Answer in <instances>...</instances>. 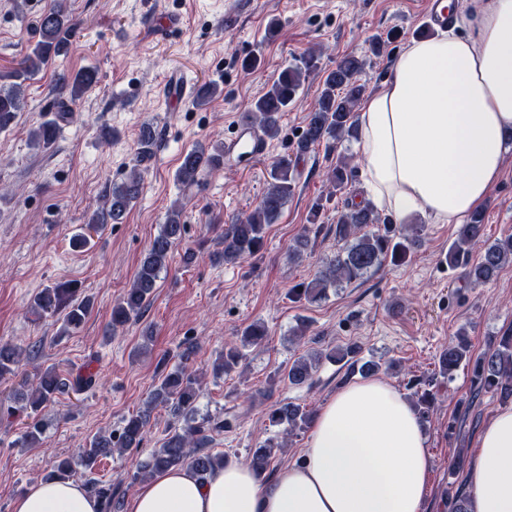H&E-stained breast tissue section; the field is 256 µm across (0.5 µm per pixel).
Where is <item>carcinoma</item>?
<instances>
[{
    "instance_id": "obj_1",
    "label": "carcinoma",
    "mask_w": 512,
    "mask_h": 512,
    "mask_svg": "<svg viewBox=\"0 0 512 512\" xmlns=\"http://www.w3.org/2000/svg\"><path fill=\"white\" fill-rule=\"evenodd\" d=\"M78 21L66 7L63 0H57L43 14L39 24V40L18 63V66L0 78L9 81L0 87V130L14 122L22 108V86L28 76L61 56H66ZM319 57L312 52L299 60L288 63L280 69L277 78L267 91L251 106L243 119L258 127L270 139L278 136L282 114L295 101L306 75L318 70ZM363 59L349 53L341 57L336 66L329 70L323 80L322 89L314 109L309 112L303 134L296 144V155L307 154L322 143L339 144L356 137L354 112L366 93V85L360 82ZM97 80L96 71L79 70L73 74H57L54 94L59 99L56 117L41 122L30 132L29 143L37 149L51 148L60 134V121L67 118L65 101L72 102L86 93ZM156 145L152 130L147 128L138 140L137 164L152 158ZM224 162V144L214 143L186 152L178 170V180L188 187L195 183L201 171L217 167ZM350 170L343 159L336 158V165L329 168L327 180L334 192L346 194ZM296 187L295 163L288 155L280 157L272 166L266 191L257 207L224 232V249L221 258L226 263H236L258 252L263 244L266 230L280 218ZM143 190V176L138 168L121 183L112 186L106 193L103 204L97 208L86 227L97 230L104 224L122 220L133 202ZM184 224L181 222L179 207L168 212L165 224L151 241L147 254L141 261L130 287L124 291L119 302L112 307L109 326L115 330L138 318L156 288L160 273L167 268L172 250L181 239ZM336 239L344 242L343 247L330 260L326 268L316 273L309 282L296 289V297L311 303L322 300L326 290L343 283L350 284L378 270L385 262L394 264L405 261L418 236V228L410 229L395 224L391 217H381L368 204L344 201L336 213ZM477 249L479 256L475 263L467 266L465 278L474 287L489 281L504 265L512 263V237L493 242L484 237L481 216L474 214L470 220L459 225L456 238L448 250V265L457 266L468 259L469 253ZM34 305L44 314L64 312L63 326L67 331L79 329L91 309V300L77 298L67 288H45L34 297ZM267 336L265 325L255 322L247 326L242 334V346L256 345ZM357 347L314 350L295 359L286 376L289 384L302 386L311 384L313 373L325 361L342 364L348 374L359 373L371 376L380 368V363L366 361L359 363ZM21 348L9 343L0 344V377L15 372L21 362ZM243 357L242 352L231 347L220 357L214 367L217 375L228 373ZM473 365L477 392H491L502 400L512 399V328L504 331L489 352L472 359L470 343L464 332L448 342L439 356L438 374L452 378L453 373L465 365ZM93 384V374L79 376L75 382L60 377L55 371L42 373L35 387L14 394L17 407L13 411L25 412L27 416L37 414L53 396L67 387L84 390ZM413 405L422 422L427 423L433 404V395L426 390L415 394ZM199 398L196 372L184 365H178L162 376L160 383L151 393L150 403H164L171 406L173 413L183 417L184 425L169 433L163 445L151 451L145 462L136 464L132 482L143 480L156 472L170 467L186 466L201 479L216 467L224 465V456L205 450L212 431L224 430L221 417L197 418ZM149 411L145 410L124 421L119 434L109 437H95L89 447L81 448L74 457L56 461L54 469L46 475L48 479L67 478L73 465L80 466L88 475L86 487L100 504V512H115V492L112 485L104 484L94 477L101 456L114 451L123 452L129 448L141 447ZM269 421L274 426H283L288 432L302 430L312 421V412L306 407L288 403L273 408ZM278 445L268 440L254 449L250 463L265 473L274 459Z\"/></svg>"
}]
</instances>
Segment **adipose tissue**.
<instances>
[{
    "label": "adipose tissue",
    "instance_id": "1",
    "mask_svg": "<svg viewBox=\"0 0 512 512\" xmlns=\"http://www.w3.org/2000/svg\"><path fill=\"white\" fill-rule=\"evenodd\" d=\"M475 24L407 43L355 118L366 200L405 221L458 224L512 153V0H468ZM432 457L409 401L388 381L341 387L317 410L300 459L273 475L227 460L206 480L155 473L128 512H426ZM467 512H512V405L483 426ZM71 480L41 481L12 512H99Z\"/></svg>",
    "mask_w": 512,
    "mask_h": 512
}]
</instances>
